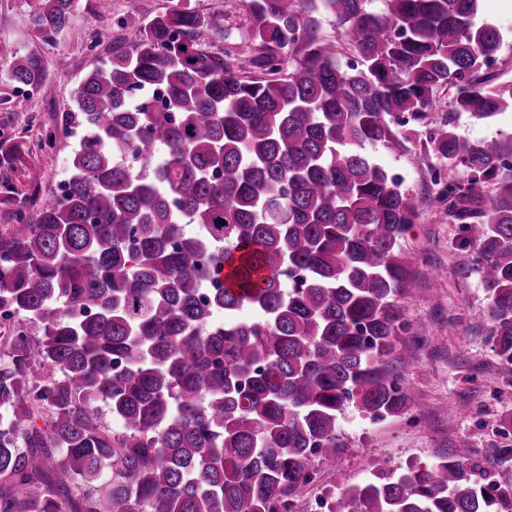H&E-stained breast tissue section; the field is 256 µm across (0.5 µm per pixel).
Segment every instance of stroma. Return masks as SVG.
I'll use <instances>...</instances> for the list:
<instances>
[{"mask_svg": "<svg viewBox=\"0 0 512 512\" xmlns=\"http://www.w3.org/2000/svg\"><path fill=\"white\" fill-rule=\"evenodd\" d=\"M169 5V0H75L69 31L44 42L30 23L26 0H0V15L7 20L0 28V86L14 55L37 52L46 68L39 91L13 90L8 103L0 104V182L9 181L16 197L15 207L0 205V225L12 223L17 208L35 214L66 177L75 138L66 133L62 115L73 108L85 74L111 56L109 43L88 42L90 27L112 29L126 14L150 16ZM480 13L504 37L493 72L499 80L512 81V0H480ZM450 96V91L439 90L434 111L396 127L398 148L372 149L387 170L403 172V190L421 200L419 217L400 241L410 283L400 301L402 319L409 327L429 329L414 358L403 365L411 405L383 419L348 410L338 429L335 464L319 468L297 512H311L315 501L371 479L374 468L397 474L436 462L457 448L471 449L473 460L496 481L512 484V459L504 455L512 448V430L500 424L512 415V377L501 371L483 331L489 296L462 226L435 201L429 175L447 162L427 141L428 131L446 120L467 140L512 135V112L493 122L477 121L449 111ZM48 131L55 136L52 146H40ZM28 165L42 170L40 184L27 180Z\"/></svg>", "mask_w": 512, "mask_h": 512, "instance_id": "obj_1", "label": "stroma"}]
</instances>
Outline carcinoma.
I'll list each match as a JSON object with an SVG mask.
<instances>
[{
  "label": "carcinoma",
  "instance_id": "1",
  "mask_svg": "<svg viewBox=\"0 0 512 512\" xmlns=\"http://www.w3.org/2000/svg\"><path fill=\"white\" fill-rule=\"evenodd\" d=\"M35 2L38 38L68 28L74 0ZM245 2L244 49L191 7L120 18L130 45L96 30L112 56L63 115L82 131L69 188L0 225V512H296L348 406H406L398 354L413 358L427 329L402 340L399 241L420 202L369 148L396 145L399 116L423 118L443 87L451 112L512 110V82L487 74L502 36L479 0H386L382 14ZM320 7L355 61L320 36ZM44 78L35 52L8 65L15 88ZM429 144L468 173L438 201L463 224L485 335L512 375V136L470 141L445 122ZM353 502L512 512V486L458 448L381 469L326 509Z\"/></svg>",
  "mask_w": 512,
  "mask_h": 512
}]
</instances>
